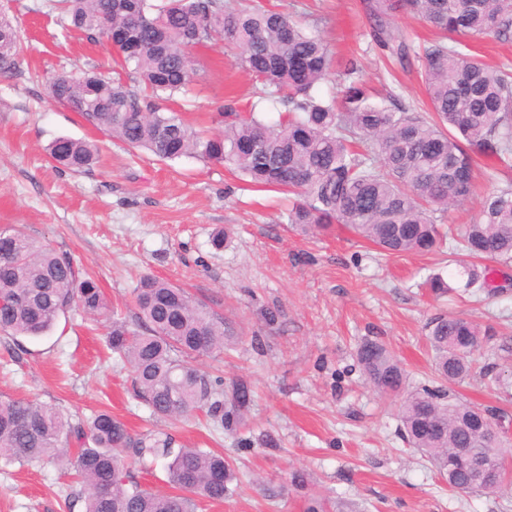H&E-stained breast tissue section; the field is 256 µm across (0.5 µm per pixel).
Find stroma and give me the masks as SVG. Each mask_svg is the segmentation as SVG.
<instances>
[{
  "instance_id": "35a3bbf8",
  "label": "stroma",
  "mask_w": 512,
  "mask_h": 512,
  "mask_svg": "<svg viewBox=\"0 0 512 512\" xmlns=\"http://www.w3.org/2000/svg\"><path fill=\"white\" fill-rule=\"evenodd\" d=\"M319 34L332 55L318 92L339 93L356 66L369 85L392 83L403 107L424 112L420 64L386 70L366 19V0H270ZM50 0H0L20 33L23 50L13 74L0 77V226L17 225L71 258L93 276L111 310L98 320L79 308L39 338L0 333V400L27 398L69 417L111 412L135 434L170 433L176 447L201 448L233 462L239 488L198 512H303L306 491L289 485L306 470L318 491L354 512H512V487L495 494L459 493L398 434L404 397L366 383L358 346L383 343L408 372L413 388H434L427 324L439 313L463 315L498 334L481 361L450 396L492 410L512 432V265H495L500 290L451 304L425 285L451 279L447 254L385 257L343 227L302 236L284 216L286 193L251 187L219 163L192 157L158 161L75 112L53 103L48 84L58 73L111 74L108 45L65 36ZM217 41L195 52L198 75L176 101L187 120H210L217 108L256 105L276 121L279 107ZM91 140L101 161L75 173L54 164L45 148L56 137ZM480 156L474 193L448 210L446 222H475L482 200L498 184ZM228 238L212 245L217 231ZM154 276L186 290L223 317L232 335L218 357L197 359L210 380L245 379L253 401L238 431L205 416L172 422L153 416L134 393L129 364L108 345L113 315L136 326L131 293ZM71 477L60 464L0 467V512H83L69 504Z\"/></svg>"
}]
</instances>
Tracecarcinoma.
<instances>
[{
	"instance_id": "carcinoma-1",
	"label": "carcinoma",
	"mask_w": 512,
	"mask_h": 512,
	"mask_svg": "<svg viewBox=\"0 0 512 512\" xmlns=\"http://www.w3.org/2000/svg\"><path fill=\"white\" fill-rule=\"evenodd\" d=\"M422 19L439 40L418 52L391 27L393 4ZM368 0L364 8L377 46L403 63L422 62L429 103L425 114L408 112L390 95L369 94L355 67L338 98L316 93L331 59L323 39L264 0H55L62 26L94 40L110 29L125 31L127 46L114 58L124 71L133 67L144 93L121 79L95 71L58 75L49 98L103 128L132 148L161 161L198 157L224 163L263 189L299 196L288 208L292 229L327 233L344 225L382 253L407 255L439 248L449 235L438 221L448 207L469 198L474 165L471 152L491 157L495 170L512 172V71L494 68L448 46L450 36L495 34L512 39V0ZM221 39L241 50L240 66L272 89L284 107L269 124L233 105L220 106L212 122L220 130L196 128L170 107L197 76L192 51ZM21 50L18 30L0 15V74L15 68ZM49 158L73 170L91 169L96 144L58 137ZM467 255L496 263L512 262V179L486 196L479 220L449 236ZM491 269L462 264L455 281L435 274L428 287L437 296L462 287L485 289ZM138 326L112 320L109 345L134 373L137 395L153 415L181 421L207 410L214 425L235 431L244 424L251 386L233 382L229 395L213 385L193 361L224 351L230 330L224 319L194 302L168 281L144 276L132 291ZM0 331L39 337L78 305L89 317L108 309L97 281L78 276L70 258L37 243L21 229L0 228ZM496 331L463 316L440 315L429 323L434 371L449 384L471 373L484 344ZM357 362L378 392L399 393L407 372L380 342L365 340ZM492 414L443 389L407 392L398 433L418 449L462 493L480 489L469 470L450 469L456 449L468 448L496 471L504 485L512 463V439L492 426ZM168 460L173 491L144 488L132 463ZM55 461L79 478L70 493L84 512H196L198 502L222 503L234 493L233 465L201 448H174L168 435L133 437L107 411L70 422L50 405L25 398L0 400V463ZM305 512H345L343 504L313 493Z\"/></svg>"
}]
</instances>
